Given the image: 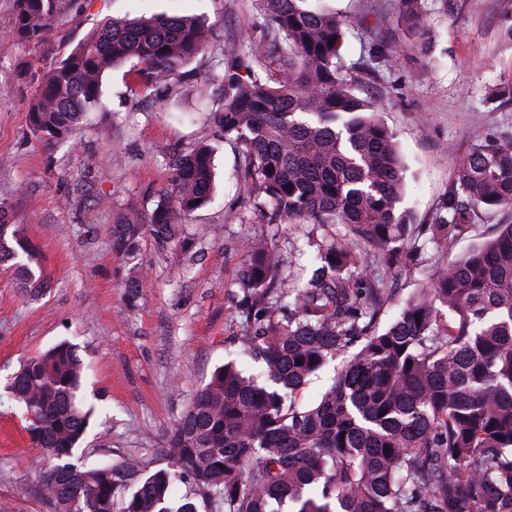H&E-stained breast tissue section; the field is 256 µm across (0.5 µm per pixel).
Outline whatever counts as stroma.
Masks as SVG:
<instances>
[{"mask_svg":"<svg viewBox=\"0 0 512 512\" xmlns=\"http://www.w3.org/2000/svg\"><path fill=\"white\" fill-rule=\"evenodd\" d=\"M325 2L364 19L347 33L346 63L378 69V80L361 85L360 94L379 103L402 150V208L414 225L432 223L475 134L512 136V104L489 98L512 82L505 34L512 0H427L432 48L425 57L397 21V0ZM161 13L200 17L212 35L210 49L192 64L198 80L179 98L140 89L131 60L104 76L101 105L87 112L75 143L52 144L30 132L25 113L33 85L21 71H39L102 20ZM261 24L259 0H60L48 43L0 49V202L12 223L30 232L50 282L47 292L30 297L0 270V512H50L40 492L44 463L29 441L23 408L5 389L21 361L61 341L77 345L90 365L84 391L96 406L78 456L90 463L131 458L156 469L164 463L165 436L217 366L237 359L247 373L260 370L243 357L239 341L244 242L275 235L284 274L306 278L313 241L334 236L333 225L302 218L266 224L252 208L224 218L245 195L236 179L240 149L203 106L222 94L211 76L223 70L225 42L259 34ZM387 52L394 56L388 64ZM200 142L214 149L217 189L208 206L182 218L195 251L162 252L145 238L139 261L149 266L151 283L128 300L130 264L112 248V226L129 208L149 214L173 153ZM366 264L391 290L381 317L389 323L421 277L390 273L372 255Z\"/></svg>","mask_w":512,"mask_h":512,"instance_id":"obj_1","label":"stroma"}]
</instances>
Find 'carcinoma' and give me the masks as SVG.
<instances>
[{
	"mask_svg": "<svg viewBox=\"0 0 512 512\" xmlns=\"http://www.w3.org/2000/svg\"><path fill=\"white\" fill-rule=\"evenodd\" d=\"M421 53L429 49L423 0H398ZM257 39L224 45L223 96L211 108L242 152L239 180L267 223L306 217L341 235L316 247L305 282L280 277L275 241L245 246L240 298L248 321L247 375L233 360L215 368L166 439V464L146 471L122 458L89 466L76 456L95 406L86 365L66 341L21 363L6 389L27 415L32 443L51 461L41 479L53 512H512V224L450 264L442 261L481 213L512 208V142L476 135L428 225L437 260L409 245L398 210L405 166L379 104L358 94L377 76L345 66L346 31L363 24L310 0H260ZM57 0H15L0 42L41 46ZM211 33L195 16L106 19L55 59L29 99L26 123L50 143L75 140L101 99L103 76L137 60L141 86L164 95L187 81ZM213 148L199 144L170 165L167 188L146 218L130 211L112 227L134 261L151 237L191 250L179 217L209 205ZM398 272L425 274L386 327L384 290L364 255ZM0 267L22 290L48 287L32 240L0 205ZM351 358L320 399L296 401L337 356ZM193 494L177 496L180 485Z\"/></svg>",
	"mask_w": 512,
	"mask_h": 512,
	"instance_id": "obj_1",
	"label": "carcinoma"
}]
</instances>
